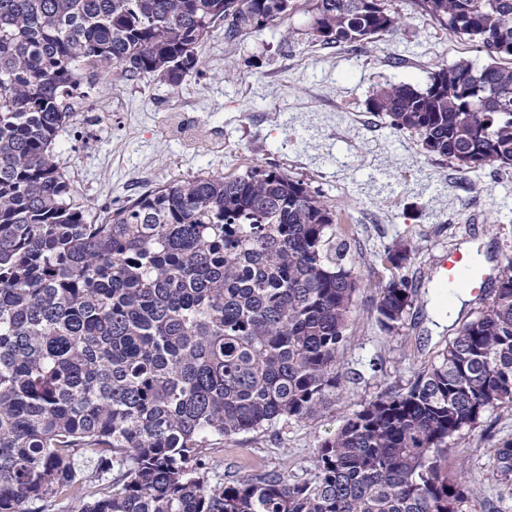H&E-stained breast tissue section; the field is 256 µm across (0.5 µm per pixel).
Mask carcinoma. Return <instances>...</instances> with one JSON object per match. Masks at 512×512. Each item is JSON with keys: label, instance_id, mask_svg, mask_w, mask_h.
Instances as JSON below:
<instances>
[{"label": "carcinoma", "instance_id": "1", "mask_svg": "<svg viewBox=\"0 0 512 512\" xmlns=\"http://www.w3.org/2000/svg\"><path fill=\"white\" fill-rule=\"evenodd\" d=\"M497 61L381 89L369 111L461 171L512 165V0H418ZM295 0H0V512H476L448 447L512 406V259L481 311L405 389L316 446L310 479L259 470L212 486L209 451L313 416L342 387L360 279L336 210L277 168L198 174L98 223L56 162L67 104L100 73L179 85L224 40ZM386 0H314L326 45L395 33ZM415 249L381 261L400 270ZM416 290L394 274L377 323L399 333ZM94 454V475L81 457ZM512 479V440L494 449Z\"/></svg>", "mask_w": 512, "mask_h": 512}]
</instances>
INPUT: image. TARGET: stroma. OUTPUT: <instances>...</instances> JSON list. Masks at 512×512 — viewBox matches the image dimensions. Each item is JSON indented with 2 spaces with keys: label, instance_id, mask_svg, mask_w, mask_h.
Instances as JSON below:
<instances>
[{
  "label": "stroma",
  "instance_id": "1",
  "mask_svg": "<svg viewBox=\"0 0 512 512\" xmlns=\"http://www.w3.org/2000/svg\"><path fill=\"white\" fill-rule=\"evenodd\" d=\"M395 34L362 48L316 45L311 0L261 32L228 43L215 28L202 44L200 70L180 85L151 78L98 76L77 122L60 132L56 154L81 202L99 215L135 192L207 172L233 177L274 165L307 182L337 211L352 212L347 243L360 274L336 399L311 421L243 433L213 449L204 484L244 479L255 469L310 477L319 441L360 405L389 387L405 388L445 348L452 318L478 311L439 306V260L453 249L480 251L498 265L512 258V166L460 172L428 153L417 135L394 131L368 110L382 88L425 89L432 73L460 61L489 64L467 37L444 29L415 0H393ZM399 241L417 249L402 273L418 300L398 335L377 324L378 288L393 274L380 252ZM512 440V408L485 413L456 437L477 512H512V484L494 473L495 445Z\"/></svg>",
  "mask_w": 512,
  "mask_h": 512
}]
</instances>
